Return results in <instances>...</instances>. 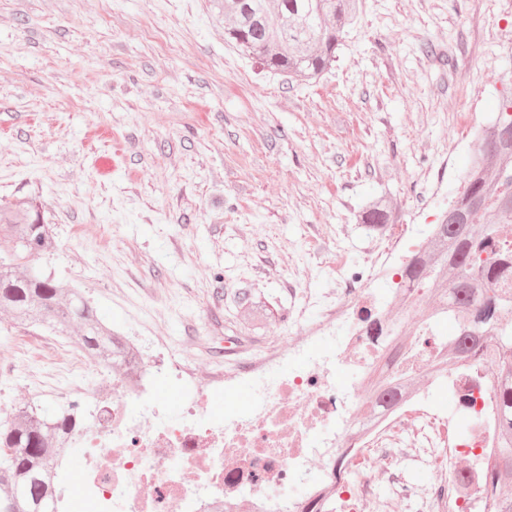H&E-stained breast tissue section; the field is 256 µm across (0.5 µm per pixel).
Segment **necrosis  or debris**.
I'll return each instance as SVG.
<instances>
[{
    "mask_svg": "<svg viewBox=\"0 0 512 512\" xmlns=\"http://www.w3.org/2000/svg\"><path fill=\"white\" fill-rule=\"evenodd\" d=\"M325 311L310 322L298 345L302 366L269 382L266 374L281 352H264L200 379L163 352L138 353L134 370L107 373L108 386L93 394L98 420L75 429L70 439L83 450L80 487L99 512H331L344 501L348 512H365L375 480L393 488L398 501L413 498L423 512H464L480 492L483 476L451 470L470 449L492 450L489 387H469L465 371L454 374V395H467L470 412L483 419L471 436L456 434L434 414L423 392H408L390 410H371L356 382L385 353L382 337L366 319L374 303L360 282L338 284ZM165 371L180 388L181 414L171 421L153 393L152 371ZM348 371L352 380H339ZM251 377L254 401L227 418L210 410L212 391ZM383 467L372 472L368 457ZM437 464L446 477L427 492L404 483L399 460ZM357 479L342 494L343 474ZM296 482L304 497H274L269 486Z\"/></svg>",
    "mask_w": 512,
    "mask_h": 512,
    "instance_id": "4bbe7bcc",
    "label": "necrosis or debris"
}]
</instances>
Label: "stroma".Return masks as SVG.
<instances>
[{
	"instance_id": "obj_1",
	"label": "stroma",
	"mask_w": 512,
	"mask_h": 512,
	"mask_svg": "<svg viewBox=\"0 0 512 512\" xmlns=\"http://www.w3.org/2000/svg\"><path fill=\"white\" fill-rule=\"evenodd\" d=\"M509 55L512 0H360L306 85L225 43L210 0H0V199L52 225L36 267L205 373L289 342L294 278L305 295L364 274L387 243L360 224L368 199L426 240L512 90ZM242 288L277 309L262 331ZM26 341L81 352L0 319L1 421L62 387L92 406L103 382L81 370L30 387Z\"/></svg>"
}]
</instances>
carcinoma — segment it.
<instances>
[{
  "mask_svg": "<svg viewBox=\"0 0 512 512\" xmlns=\"http://www.w3.org/2000/svg\"><path fill=\"white\" fill-rule=\"evenodd\" d=\"M224 26V40L242 54L258 60L274 75L309 82L320 79L336 61L344 27L356 18L358 0H215ZM463 191L448 205V213L427 245L414 252L399 273L395 292L432 291L436 306L420 313V324L439 336L444 350L434 379L448 378L444 363L465 369L486 358L497 367L492 388L499 445L473 458L472 467L485 474L480 492L483 512H512V329L502 314L512 313V95L497 106L492 125L470 161ZM360 221L377 231L389 221L387 205L372 199ZM0 310L20 325L41 327L62 336L80 325L84 355L110 366L127 367L132 353L127 342L100 321L96 309L78 291L21 262L25 254L40 257L56 250L51 225L39 206L30 202H0ZM251 315L252 326L264 327L269 302L251 290L238 294ZM457 324V337L440 335L447 318ZM391 356L402 355L407 337L402 325L383 332ZM377 365L365 379V391L379 405L405 393V381ZM93 412L77 401L66 405H21L0 422V512H59L55 484L59 457L79 449L68 440L74 428Z\"/></svg>",
  "mask_w": 512,
  "mask_h": 512,
  "instance_id": "cac0c4a2",
  "label": "carcinoma"
}]
</instances>
